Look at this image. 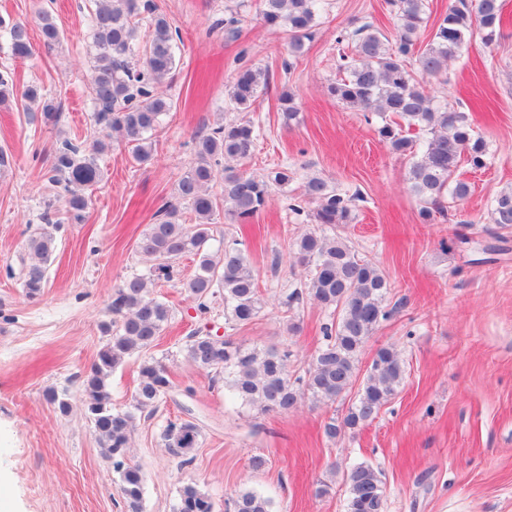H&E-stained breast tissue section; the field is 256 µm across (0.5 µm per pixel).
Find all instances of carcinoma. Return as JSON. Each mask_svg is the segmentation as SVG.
Listing matches in <instances>:
<instances>
[{"label": "carcinoma", "mask_w": 512, "mask_h": 512, "mask_svg": "<svg viewBox=\"0 0 512 512\" xmlns=\"http://www.w3.org/2000/svg\"><path fill=\"white\" fill-rule=\"evenodd\" d=\"M322 0H260L262 22L285 33L288 54H302L311 39ZM398 25L389 38L370 22L355 28L346 38L353 50L343 54L338 69L344 77L330 87L342 104L372 112L382 120L378 133L392 151L407 160L411 193L421 205L425 220L442 214L448 204L467 199L469 183L457 174L459 163L474 169L488 165L484 140L474 134L468 113L438 102L408 69L406 59L417 55L420 72L436 77L448 70V62L460 57L474 35L491 44L504 25L502 0H450L448 11L434 22L423 50H416L421 28L427 25L426 0H390ZM93 55L92 120L100 137L77 143L63 139L53 148L47 181L65 193L69 220L81 223L87 207L86 191L103 178L100 156L110 148L112 134L131 148L137 162L149 160L154 151L152 134L160 117L173 108L171 99L156 92V86L176 71V39L166 14L156 0H92ZM43 46L52 49L60 31L51 12L37 15ZM150 29L145 43L138 41V27ZM0 31L7 34L12 58L34 56L28 24L0 17ZM269 85V72L244 57L229 93L234 112L250 111L258 89ZM22 97L41 107L46 125L59 123L61 113L44 93L28 82ZM258 129L251 119L222 122L194 139L195 162L180 180L177 201H164L155 212L156 223L140 240V253L150 263L148 272L131 276L113 286L108 311L112 318L101 325L106 341L83 378V402L93 424L98 444L112 458L126 512H143L145 474L139 464L127 462L126 453L136 429L137 415H152L157 404L173 388L165 366L146 352L171 320L172 308L151 296L158 282H170L176 260L186 255L198 258L197 270L182 284L207 315L224 308L225 324L234 329L251 323L262 308L259 274L251 263L244 242L224 237V249L211 250L213 220L225 210L234 221L246 224L265 209L272 187L288 183V171L255 176L240 170L254 154ZM224 166V189L213 190L214 166ZM356 196L345 195L329 181L308 178L302 197L291 211L298 214L313 206L312 221L332 230L351 221ZM186 205L195 223L180 222ZM491 223L512 227V188L499 192L489 209ZM298 262L305 266V279L284 292L281 305L290 309L308 298L337 315L322 328V342L304 374L291 369L290 353L277 347H246L231 336H213L195 331L187 336L185 353L195 367L223 382L241 406L260 413H287L304 396L331 406L352 386L359 356L374 330L394 313L388 308V280L375 264L361 258L337 234L315 230L293 242ZM55 248L53 232L46 228L32 234L25 245L27 261L21 271L26 295H41ZM141 356L138 386L125 409L112 403L108 379L126 359ZM405 376L404 363L391 347L377 350L358 391L357 400L341 422L330 418L324 433L329 439L339 431L354 430L372 421L397 393ZM202 431L192 420L170 421L161 433L169 454L179 466L193 460ZM346 512H385L381 473L367 463L346 467ZM177 512H215L211 497L195 485L180 490ZM233 512H271L270 499L253 490H241L233 499Z\"/></svg>", "instance_id": "1"}]
</instances>
